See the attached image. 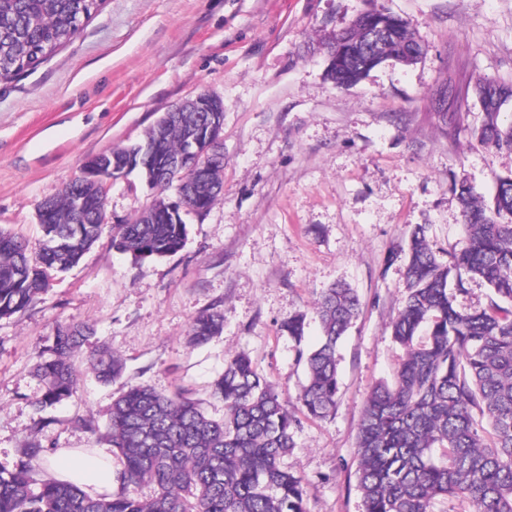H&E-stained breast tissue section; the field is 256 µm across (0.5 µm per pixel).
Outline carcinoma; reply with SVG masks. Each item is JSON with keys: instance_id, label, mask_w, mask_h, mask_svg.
<instances>
[{"instance_id": "cac0c4a2", "label": "carcinoma", "mask_w": 512, "mask_h": 512, "mask_svg": "<svg viewBox=\"0 0 512 512\" xmlns=\"http://www.w3.org/2000/svg\"><path fill=\"white\" fill-rule=\"evenodd\" d=\"M102 0H0V81L52 57L82 32L85 19ZM389 40L364 50L357 23L336 35L358 42L356 52L336 58L332 78L342 88L358 83L388 58L412 63L421 44L402 19L385 10L376 15ZM485 106L474 132L481 144L512 151V124ZM185 142L179 124L162 129L154 152L164 160ZM224 161H212L183 177L191 206L206 212L218 200L208 184L221 180ZM464 218L465 243L439 261L426 225L417 224L405 278L407 295L392 322V335L405 350L391 383L373 387L357 433V484L364 512H432L436 499L463 498L476 512H512V175L499 180L492 204L465 185H454ZM85 201L84 224L70 223L71 201ZM97 193L80 176L39 206L46 242L40 261L30 262L27 244L0 230V318L30 306L47 288L41 270L76 264L99 238ZM185 224L174 222L160 200L141 218L120 227L116 247L137 259L177 253ZM478 277L494 297L479 310L460 311L450 282ZM359 299L339 283L314 303L323 338L305 356L307 384L299 400L306 414L329 417L339 391L336 347L358 315ZM224 316L203 312L192 322L190 342L204 344L220 333ZM79 325L57 328L52 357L36 375L44 402L72 395L78 379L68 364L85 338ZM104 382L121 375L123 362L107 350L90 358ZM224 403V419L208 417L200 401L185 393L163 394L145 385L129 387L112 404L106 436L121 462L120 488L91 495L69 480L35 484V465L44 449L37 442L21 449L12 471H0V512H306L303 478L282 459L295 448L296 421L276 387L257 372L248 355L230 357L210 386ZM153 487L148 498L135 488Z\"/></svg>"}]
</instances>
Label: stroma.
<instances>
[{
    "instance_id": "1",
    "label": "stroma",
    "mask_w": 512,
    "mask_h": 512,
    "mask_svg": "<svg viewBox=\"0 0 512 512\" xmlns=\"http://www.w3.org/2000/svg\"><path fill=\"white\" fill-rule=\"evenodd\" d=\"M371 4L403 17L424 54L336 87L322 49ZM487 79L512 83V0H105L72 43L0 82V227L34 247L39 203L90 157L141 142L161 112L200 90L224 107V194L184 215L182 250L141 261L116 250L115 225L173 197L129 175L112 186L110 228L79 263L0 319V470L34 440L46 449L39 480L54 475L61 449L111 453L103 431L132 385L188 391L223 417L210 384L244 353L299 422L284 464L306 481V512H363L356 434L369 392L404 356L391 323L409 233L426 225L447 259L462 242L452 185L489 199L512 174V152L473 135L485 117L475 89ZM339 281L361 311L338 347L336 409L315 420L298 401L299 349L318 343L313 304ZM208 310L223 313L222 333L190 344ZM300 313L298 344L282 325ZM61 324L90 333L68 359L76 390L47 404L35 368ZM101 348L124 363L108 384L89 364Z\"/></svg>"
}]
</instances>
